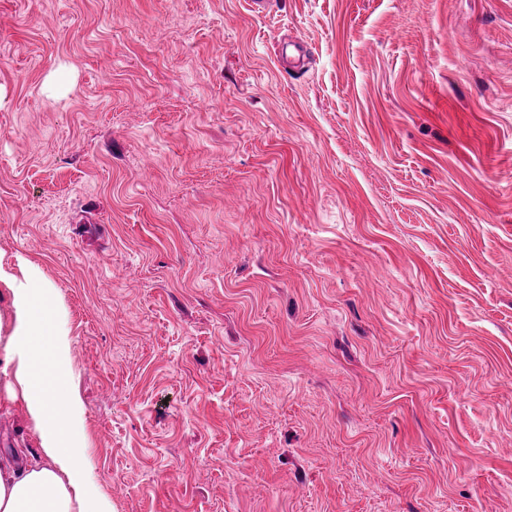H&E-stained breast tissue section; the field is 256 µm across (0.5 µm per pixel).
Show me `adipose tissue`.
<instances>
[{
  "mask_svg": "<svg viewBox=\"0 0 512 512\" xmlns=\"http://www.w3.org/2000/svg\"><path fill=\"white\" fill-rule=\"evenodd\" d=\"M0 285L12 316L5 363L14 369L49 465L0 469V512H112L89 478L82 458L81 403L65 389L70 380L71 338L40 266L23 261L21 273L0 264Z\"/></svg>",
  "mask_w": 512,
  "mask_h": 512,
  "instance_id": "1",
  "label": "adipose tissue"
}]
</instances>
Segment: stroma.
I'll list each match as a JSON object with an SVG mask.
<instances>
[{"label":"stroma","mask_w":512,"mask_h":512,"mask_svg":"<svg viewBox=\"0 0 512 512\" xmlns=\"http://www.w3.org/2000/svg\"><path fill=\"white\" fill-rule=\"evenodd\" d=\"M21 258L112 512H512V0H0Z\"/></svg>","instance_id":"stroma-1"}]
</instances>
